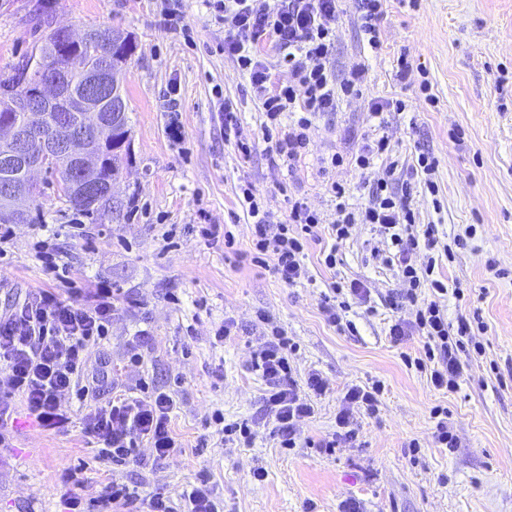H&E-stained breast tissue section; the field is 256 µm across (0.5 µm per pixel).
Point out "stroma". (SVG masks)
Here are the masks:
<instances>
[{
	"mask_svg": "<svg viewBox=\"0 0 512 512\" xmlns=\"http://www.w3.org/2000/svg\"><path fill=\"white\" fill-rule=\"evenodd\" d=\"M159 0H0V70L35 46L44 23L79 33L110 28L132 34L135 51L123 87L132 121V162L112 189L120 213L74 233L49 174L39 172L46 231L13 225L0 255V312L28 291L58 282L36 257L49 237L75 287L104 283L120 291L119 313L106 340L87 362L95 373L104 358L119 379L168 393L170 427L182 451L148 472L123 468L125 483L141 494L167 496L176 512L183 495L207 484L224 512H512V0H386L379 29L382 47L371 52L357 23L354 0H342L336 23V74L356 63L368 69L362 96L343 97L336 111L318 116L309 151L290 170L273 165L263 139L265 120L248 77L225 55L224 26L203 0H183L179 29L165 23ZM409 62L401 73V62ZM230 100L245 134L255 142L242 159L224 140L220 105ZM401 100L385 128L368 114L371 100ZM178 126L180 140L169 130ZM384 132L400 166L419 153L439 160L437 193L419 181L395 183L408 193L418 223L434 225L452 257L439 268L449 292L442 299L449 324L478 311L484 328L474 340L481 353L461 355L460 388H435L428 373L406 363L421 337L393 342L389 328L409 318L391 301L404 285L396 267L380 263L370 247L371 225L350 238L326 237L307 251L310 282L288 287L244 259L251 228L238 201L243 181L286 210L289 197L332 213L326 191L342 184L349 203L366 202L369 188L354 166L330 167L332 153L350 156ZM205 224L231 225L233 249L223 236L203 238ZM474 236H466L467 227ZM464 245H457L458 236ZM336 250L327 268L324 251ZM359 279L371 288L369 305H352L348 327L328 322L322 298L332 283ZM235 328L217 342L224 321ZM285 328L296 344L290 364L297 382L317 372L330 382L316 401L303 435L336 430L347 386L380 383L375 414L360 415L350 448L284 449L264 411V384L251 367L259 334ZM146 336L138 363L124 352ZM448 410L457 444L434 439L433 407ZM249 419L260 428L247 445L223 441L212 421ZM9 447H0V512H63V469L80 470L84 497L112 482V466L98 460L80 422L68 432L49 430L17 405ZM265 477L256 480L254 468Z\"/></svg>",
	"mask_w": 512,
	"mask_h": 512,
	"instance_id": "35a3bbf8",
	"label": "stroma"
}]
</instances>
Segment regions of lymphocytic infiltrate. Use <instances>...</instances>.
Returning <instances> with one entry per match:
<instances>
[{
    "label": "lymphocytic infiltrate",
    "mask_w": 512,
    "mask_h": 512,
    "mask_svg": "<svg viewBox=\"0 0 512 512\" xmlns=\"http://www.w3.org/2000/svg\"><path fill=\"white\" fill-rule=\"evenodd\" d=\"M204 2L224 24L225 53L248 74L261 102L269 156L296 166L309 146L313 119L336 111L340 97L361 96L365 87L366 69L361 65L352 67L343 81L333 77L339 0ZM263 44L275 48V61L260 55ZM282 68L288 70L291 79L274 84L273 73ZM354 162L361 174L371 178L368 199L361 207H350L344 187L330 184L328 192L336 205L328 217L300 199L289 201L287 215H278L253 182L240 184L238 201L252 220V260L271 267L281 282L294 287L309 277L305 264L309 243L319 241L325 233L340 243L349 239L354 225H371L378 236L396 247V255L385 257L384 262L398 264L405 284L400 299L414 308L411 319L396 320L391 326V337L397 342L414 335L424 337V356L417 359V366L430 367L435 388L457 391L463 372L459 353L465 348L464 339L470 335L472 323L462 316L457 327L449 326L439 302L448 289L432 277L435 259H428L421 268L412 259L414 247L436 250L439 242L434 229H418L406 198L392 191L390 184L398 163L390 156L387 136L363 144L355 152ZM425 287L431 288L432 298L421 299ZM73 292L66 279L61 287L35 292L0 314V367L7 370L10 382L9 393L0 395V445L8 446L10 441L13 395L22 396L28 415L38 424L60 429L70 420V409L62 397L72 393L85 405L82 431L99 444L100 459L115 466L154 469L179 448L170 428L173 400L163 391L146 397L102 399L101 384L112 381L108 361L95 382H85L89 346L107 336L118 307L109 286L88 289L78 300L73 299ZM369 296L370 289L362 281L333 283L324 304L328 320L341 324L351 301L363 303ZM292 350L286 330L276 326L252 362L265 384L262 400L274 416L272 431L284 448L297 447L301 422L314 415L315 398L329 389L327 380L317 373L309 374L305 385H298L289 365ZM380 393L376 384L349 387L336 416L338 429L332 437L319 440V447L329 450L353 444L357 438L356 413H375ZM138 437L150 444L151 457L135 453L134 440ZM62 482L67 487L63 495L66 512H125L140 500L145 501L147 512H175L163 495L156 493L145 499L138 489L124 483H112L98 496L87 499L79 493L84 480L75 472L64 470Z\"/></svg>",
    "instance_id": "f902f5d3"
}]
</instances>
